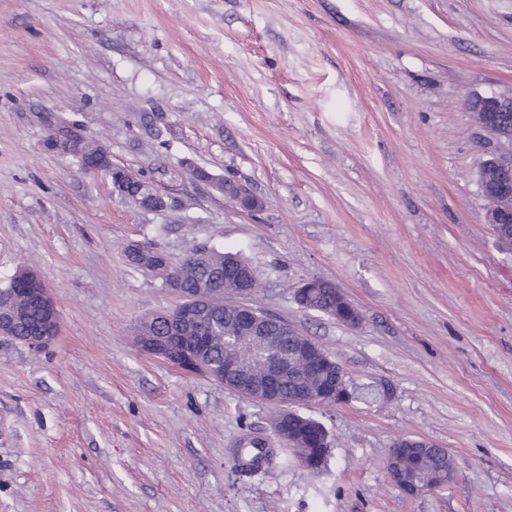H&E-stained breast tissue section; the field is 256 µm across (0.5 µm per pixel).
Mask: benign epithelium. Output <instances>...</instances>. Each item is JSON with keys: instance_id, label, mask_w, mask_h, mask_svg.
Returning <instances> with one entry per match:
<instances>
[{"instance_id": "1", "label": "benign epithelium", "mask_w": 512, "mask_h": 512, "mask_svg": "<svg viewBox=\"0 0 512 512\" xmlns=\"http://www.w3.org/2000/svg\"><path fill=\"white\" fill-rule=\"evenodd\" d=\"M469 108L481 113L478 127L486 133L492 151L478 168V185L482 199L493 194L499 197L495 204L486 206L488 223L497 234H503L501 225L512 224V123L504 120L502 113L512 112V92L475 96L468 99ZM106 170L112 180V193L126 198L127 179L134 174L125 167L111 162L97 164L93 169ZM150 199L144 208L161 212L170 207L168 199L153 185H148ZM191 276L189 268L180 270L178 276L165 284L181 299L170 311L140 321L136 332L140 350L183 370L207 376L217 383L231 382V391L256 402L276 405L280 412L274 416L275 434L290 448L300 447V439L288 428V413L301 406L322 405L331 397L341 403L349 397L345 373L333 363L327 352L310 338L287 328L289 335L297 337L292 357L283 355L279 337L265 335L266 313L251 303L255 289L244 282L225 290L224 308L232 312L224 333L236 347L258 348L254 357H238L215 365L209 355L213 336L201 327L206 322L205 313L212 299V290L182 287L184 279ZM38 306L41 318L32 324L24 338V345L34 352L45 350L57 337L61 319L57 305L40 274L27 276L26 287L14 288L10 294H0V337H13L18 326L26 322L24 309L18 298ZM295 384V397H282L279 386L283 381ZM398 445L390 449L386 466L393 485L407 496H417L427 487L405 488L401 475L393 466Z\"/></svg>"}]
</instances>
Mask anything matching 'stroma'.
I'll use <instances>...</instances> for the list:
<instances>
[{"label": "stroma", "mask_w": 512, "mask_h": 512, "mask_svg": "<svg viewBox=\"0 0 512 512\" xmlns=\"http://www.w3.org/2000/svg\"><path fill=\"white\" fill-rule=\"evenodd\" d=\"M511 90L512 0H0V287L31 266L61 316L44 351L0 337V512H512V248L466 107ZM66 123L172 207L114 197L52 146ZM132 242L243 254L254 306L376 389L304 407L321 468L273 407L139 350L179 299L129 267ZM316 278L358 326L298 304ZM251 436L254 475L234 459ZM402 437L446 449L452 482L402 494Z\"/></svg>", "instance_id": "1"}]
</instances>
